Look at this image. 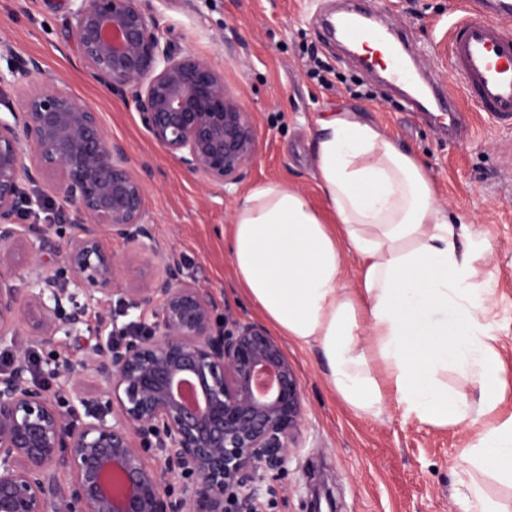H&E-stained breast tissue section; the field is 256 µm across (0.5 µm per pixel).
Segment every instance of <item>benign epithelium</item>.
<instances>
[{
	"label": "benign epithelium",
	"mask_w": 512,
	"mask_h": 512,
	"mask_svg": "<svg viewBox=\"0 0 512 512\" xmlns=\"http://www.w3.org/2000/svg\"><path fill=\"white\" fill-rule=\"evenodd\" d=\"M68 32L91 76L130 92L151 139L191 174L238 184L257 151L254 123L224 75L206 60L161 46L152 0H73ZM42 76L17 110L0 111V345L34 315L33 341L52 344L113 296L138 312L141 334L54 361L56 388L27 377L26 355L0 371V512H261L263 483L297 447L302 392L279 341L254 321H214V295L181 279L180 255L156 243L143 183L98 113L35 60L0 72V87ZM56 187L76 223L56 244L54 225L24 223L52 198L24 183ZM105 236L148 253L165 275L122 287L125 260ZM53 248L65 267L22 262ZM28 280L26 293L16 287ZM87 302L61 317L69 285ZM91 372L107 400L77 388ZM190 382L193 402L178 393ZM78 402L87 420L62 409ZM112 419H107V415ZM154 458L156 463L149 462ZM74 481L59 485L57 472ZM180 484L173 491L170 478Z\"/></svg>",
	"instance_id": "benign-epithelium-1"
}]
</instances>
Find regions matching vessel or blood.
<instances>
[{"label": "vessel or blood", "mask_w": 512, "mask_h": 512, "mask_svg": "<svg viewBox=\"0 0 512 512\" xmlns=\"http://www.w3.org/2000/svg\"><path fill=\"white\" fill-rule=\"evenodd\" d=\"M465 16L448 31L450 81L428 84V99L409 97L408 109L427 111L437 105L448 118L449 131H467L470 114L459 101H473L496 125L512 128V0H467ZM336 29L350 43L364 35L382 42L391 67L392 81L408 84L415 74L404 59L403 32L394 27L367 28L363 15L348 11L335 18Z\"/></svg>", "instance_id": "vessel-or-blood-1"}]
</instances>
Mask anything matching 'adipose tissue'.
<instances>
[{"label": "adipose tissue", "instance_id": "1", "mask_svg": "<svg viewBox=\"0 0 512 512\" xmlns=\"http://www.w3.org/2000/svg\"><path fill=\"white\" fill-rule=\"evenodd\" d=\"M315 148L335 223L286 182L250 189L224 230L239 286L278 334L319 349L355 414L381 418L392 400L436 428L484 419L461 460L511 487L512 418L495 419L502 393L490 387L492 291L475 267L489 242L459 249L467 220L442 207L421 159L356 114L322 120ZM348 250L360 259L351 288L342 283ZM450 306L454 324L429 319ZM452 368L479 384L478 401L449 388Z\"/></svg>", "mask_w": 512, "mask_h": 512}]
</instances>
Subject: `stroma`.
Returning a JSON list of instances; mask_svg holds the SVG:
<instances>
[{
  "mask_svg": "<svg viewBox=\"0 0 512 512\" xmlns=\"http://www.w3.org/2000/svg\"><path fill=\"white\" fill-rule=\"evenodd\" d=\"M462 0H371L382 24L406 28L421 47L420 69L448 72V28ZM161 42L191 51L223 71L257 133V155L239 184L217 187L188 173L144 130L130 97L95 82L66 30L69 0H0V68L34 59L79 102L98 112L121 143L144 185L156 241L183 258L182 278L212 292L218 309L260 321L241 291L224 244L238 198L249 188L285 181L333 221L315 178L314 133L319 119L358 113L427 164L440 203L467 214L492 251L488 315L499 356L496 411L512 416V130L472 110L473 131L449 139L436 116L406 108L399 88L381 83L322 29L323 15L348 0H154ZM328 67L326 80L312 59ZM127 262L123 286L163 276L162 267L130 246L104 239ZM302 390L303 418L288 473L263 492V512H306L309 487L326 482L337 512H469L459 455L479 431L467 423L437 429L389 404L380 420L357 416L332 391L314 347L281 338Z\"/></svg>",
  "mask_w": 512,
  "mask_h": 512,
  "instance_id": "stroma-1",
  "label": "stroma"
}]
</instances>
